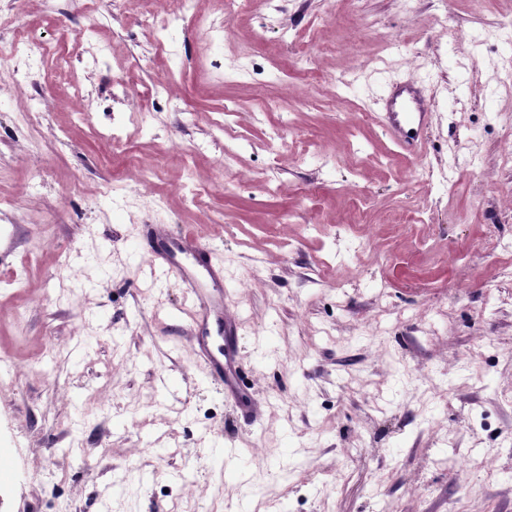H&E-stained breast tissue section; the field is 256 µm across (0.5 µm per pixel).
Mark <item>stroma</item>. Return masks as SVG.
<instances>
[{"label": "stroma", "mask_w": 512, "mask_h": 512, "mask_svg": "<svg viewBox=\"0 0 512 512\" xmlns=\"http://www.w3.org/2000/svg\"><path fill=\"white\" fill-rule=\"evenodd\" d=\"M83 3L0 0L54 47L0 97V512H512V0H213L224 37L175 31L176 65L128 0ZM130 76L178 109L131 112ZM386 81L429 107L420 156ZM155 224L224 266L256 420L151 276ZM404 92L410 95L409 101L414 104V110L416 112L408 113L398 112L396 110L398 98H400ZM423 120L424 112H422L421 107L416 102L411 91L408 89H395L388 93L387 112L385 113L387 131L397 144L410 154L417 155L420 153L422 141L419 134ZM411 130H414V135H411Z\"/></svg>", "instance_id": "obj_1"}]
</instances>
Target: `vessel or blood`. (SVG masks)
Instances as JSON below:
<instances>
[{"label": "vessel or blood", "instance_id": "obj_1", "mask_svg": "<svg viewBox=\"0 0 512 512\" xmlns=\"http://www.w3.org/2000/svg\"><path fill=\"white\" fill-rule=\"evenodd\" d=\"M401 90L387 95L385 124L391 137L410 154H419L422 141L418 131L423 123V112H399ZM152 250L161 255L166 267L177 269L191 302L190 321L193 327V347L208 365L214 381L224 394L247 416L254 415L255 404L245 394L237 379V349L231 341L237 332L233 314L224 310V269L213 265L208 248L199 239L171 235L163 227L156 228L151 237Z\"/></svg>", "mask_w": 512, "mask_h": 512}]
</instances>
